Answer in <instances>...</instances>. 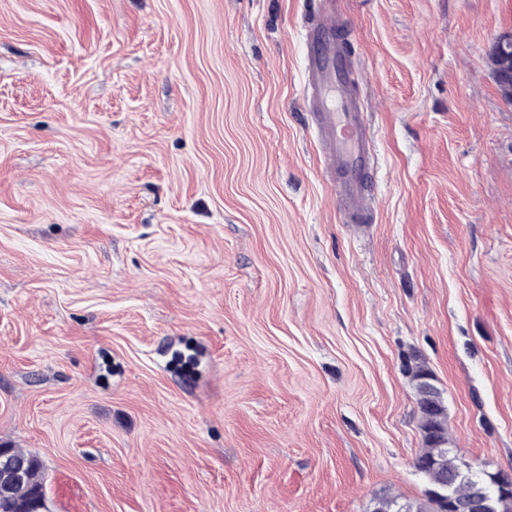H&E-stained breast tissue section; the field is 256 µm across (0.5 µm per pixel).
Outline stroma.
<instances>
[{
	"instance_id": "obj_1",
	"label": "stroma",
	"mask_w": 512,
	"mask_h": 512,
	"mask_svg": "<svg viewBox=\"0 0 512 512\" xmlns=\"http://www.w3.org/2000/svg\"><path fill=\"white\" fill-rule=\"evenodd\" d=\"M322 0H0V447L48 512L422 499L408 367L512 472V0H335L377 168L306 101ZM496 69L499 70L500 85L504 93H510L511 70H512V36L507 35L499 38L496 43L495 52ZM501 68V71H500Z\"/></svg>"
}]
</instances>
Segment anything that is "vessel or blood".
<instances>
[{
  "mask_svg": "<svg viewBox=\"0 0 512 512\" xmlns=\"http://www.w3.org/2000/svg\"><path fill=\"white\" fill-rule=\"evenodd\" d=\"M335 28V18L325 15L319 19L316 28L307 32L306 68L314 90L331 87L336 91L337 108H329L317 100L313 103V111L326 145V164L343 175L341 195L348 211L358 219L366 210L360 185L373 153L361 105L347 93L349 62L334 43Z\"/></svg>",
  "mask_w": 512,
  "mask_h": 512,
  "instance_id": "1",
  "label": "vessel or blood"
}]
</instances>
